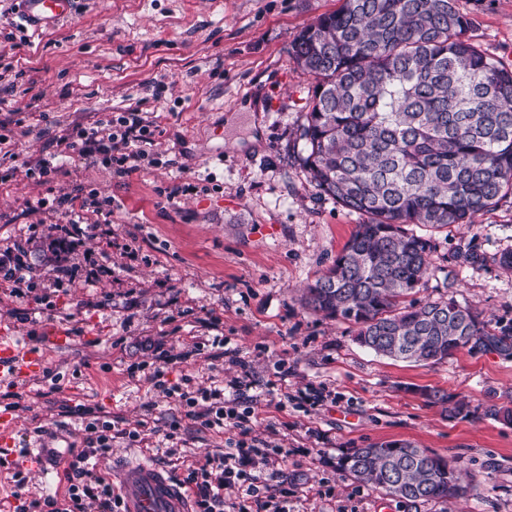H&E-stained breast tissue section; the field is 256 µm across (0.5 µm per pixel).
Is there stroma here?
<instances>
[{
    "mask_svg": "<svg viewBox=\"0 0 512 512\" xmlns=\"http://www.w3.org/2000/svg\"><path fill=\"white\" fill-rule=\"evenodd\" d=\"M340 5L78 0L71 18L36 33L21 31L17 0H0V120L14 117L9 137L30 129L19 165L0 162V253L23 254L29 267L24 297L0 284V334L43 355L36 376L0 370V444L10 450L0 459V512L15 510L18 470L33 496L66 491L64 470L30 459L42 425L53 431L48 447L61 451L97 417L139 431L137 441L115 438L94 470L110 478L117 460L144 456L182 481L231 432L187 419L169 388L221 389L243 376L252 437L288 450L268 467V484L293 489L294 512H512V426L448 418L422 395L512 407V359L462 350L436 366L395 361L302 301L360 222L320 195L299 161L315 82L291 45ZM456 6L473 22L472 41L512 67V0ZM130 108L158 126L141 170L120 175L78 158L51 183L30 174L28 162L55 153L96 113ZM93 189L111 197V223L88 227L75 251L51 261L57 198ZM433 241L419 299L451 292L484 321L512 318V271L452 259L470 243L491 257L512 249V196ZM61 263L80 271L56 288ZM56 330L67 347L45 345ZM175 419L178 449L166 438ZM386 441L459 458L475 491L411 506L337 475L338 457Z\"/></svg>",
    "mask_w": 512,
    "mask_h": 512,
    "instance_id": "35a3bbf8",
    "label": "stroma"
}]
</instances>
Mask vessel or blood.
<instances>
[{"label":"vessel or blood","mask_w":512,"mask_h":512,"mask_svg":"<svg viewBox=\"0 0 512 512\" xmlns=\"http://www.w3.org/2000/svg\"><path fill=\"white\" fill-rule=\"evenodd\" d=\"M77 0H18V9L34 31H46L72 16ZM39 353L18 350L8 337H0V367L12 372H39ZM124 512H191L178 486L152 465L131 460L115 466Z\"/></svg>","instance_id":"1"}]
</instances>
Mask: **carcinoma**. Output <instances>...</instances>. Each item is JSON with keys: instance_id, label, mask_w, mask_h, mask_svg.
I'll return each instance as SVG.
<instances>
[{"instance_id": "1", "label": "carcinoma", "mask_w": 512, "mask_h": 512, "mask_svg": "<svg viewBox=\"0 0 512 512\" xmlns=\"http://www.w3.org/2000/svg\"><path fill=\"white\" fill-rule=\"evenodd\" d=\"M471 26L455 0H342L291 47L315 81L301 162L321 194L362 217L304 300L394 360L512 358V319L488 324L452 294L415 298L434 250L416 228L473 224L512 195V69L471 42ZM453 259L487 261L471 244ZM422 396L451 419L477 413L438 390ZM335 468L410 505L474 490L459 459L408 442L354 448Z\"/></svg>"}]
</instances>
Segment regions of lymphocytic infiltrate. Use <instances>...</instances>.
<instances>
[{
    "label": "lymphocytic infiltrate",
    "mask_w": 512,
    "mask_h": 512,
    "mask_svg": "<svg viewBox=\"0 0 512 512\" xmlns=\"http://www.w3.org/2000/svg\"><path fill=\"white\" fill-rule=\"evenodd\" d=\"M156 127L138 110L130 109L119 115H105L90 126L79 128L74 141L66 148L85 160L115 168L117 173L129 174L142 168L148 158L147 144L153 143ZM109 197L91 191L88 197L77 199L64 196L58 201L66 219L59 247L71 248L82 235L87 213L102 216L111 205ZM244 383L230 382L228 389L200 390L198 396L181 393L190 419H203L205 425L237 430V437L225 440L222 452L195 461L187 469L182 484L191 490L196 512H290L288 490L279 495L266 494V467L271 460L286 458L288 451L280 445L251 438V411L242 408ZM209 402L205 414L195 410L197 401ZM112 423L94 420L84 429L81 447L68 450L64 500L46 494L28 498L26 478L14 472L13 496L16 512H87L90 504H98L99 512H119L121 500L112 492L111 480L93 472L91 458L112 450Z\"/></svg>",
    "instance_id": "obj_1"
}]
</instances>
